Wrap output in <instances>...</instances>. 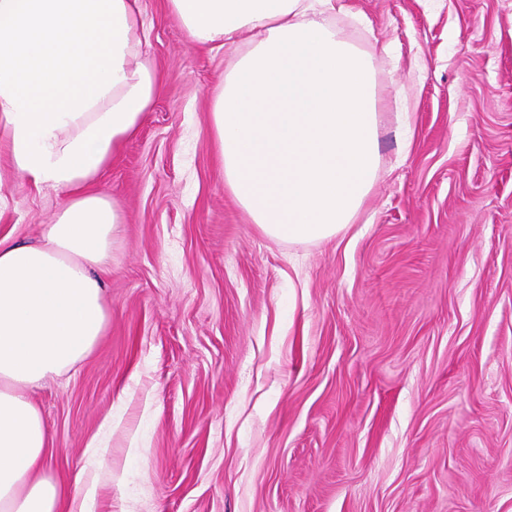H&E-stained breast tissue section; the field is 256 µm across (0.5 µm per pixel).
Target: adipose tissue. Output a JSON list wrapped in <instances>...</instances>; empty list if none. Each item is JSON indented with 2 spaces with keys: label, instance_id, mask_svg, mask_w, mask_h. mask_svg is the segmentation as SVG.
<instances>
[{
  "label": "adipose tissue",
  "instance_id": "adipose-tissue-1",
  "mask_svg": "<svg viewBox=\"0 0 512 512\" xmlns=\"http://www.w3.org/2000/svg\"><path fill=\"white\" fill-rule=\"evenodd\" d=\"M188 42L244 47L211 112L224 182L274 240L347 230L378 169L369 59L328 18L347 0H167ZM141 0H0V146L64 192L36 243L0 239V512H59L32 393L107 330L102 278L121 216L96 185L160 92Z\"/></svg>",
  "mask_w": 512,
  "mask_h": 512
}]
</instances>
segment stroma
<instances>
[{"instance_id": "obj_1", "label": "stroma", "mask_w": 512, "mask_h": 512, "mask_svg": "<svg viewBox=\"0 0 512 512\" xmlns=\"http://www.w3.org/2000/svg\"><path fill=\"white\" fill-rule=\"evenodd\" d=\"M380 164L350 227L273 240L224 183V55L142 0L161 92L100 177L90 357L33 397L96 512H512V0H351ZM64 195L0 153V238Z\"/></svg>"}]
</instances>
